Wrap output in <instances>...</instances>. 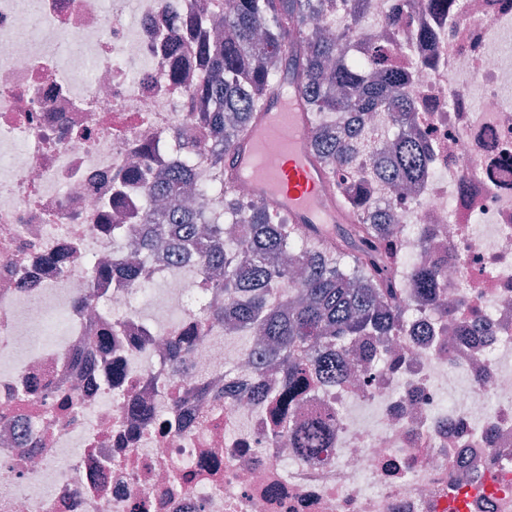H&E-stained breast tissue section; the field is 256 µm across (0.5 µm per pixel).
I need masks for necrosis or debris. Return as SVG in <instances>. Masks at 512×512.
<instances>
[{"label": "necrosis or debris", "instance_id": "1", "mask_svg": "<svg viewBox=\"0 0 512 512\" xmlns=\"http://www.w3.org/2000/svg\"><path fill=\"white\" fill-rule=\"evenodd\" d=\"M200 2L0 0V512H512V0H448V20L412 0H369L356 20L335 0L346 58L382 49L413 74L434 151L413 190L356 170L340 187L389 211L403 276L437 266L454 311L444 333L434 306L404 298L376 357L311 390L299 420L336 418L316 458L273 441L255 369L222 331L169 361L223 307L221 284L150 252L161 296L142 315L123 273L136 238L101 228L134 163L124 222L144 223L150 182L198 136L200 73L188 52L173 81L168 46ZM136 405L152 416L134 432Z\"/></svg>", "mask_w": 512, "mask_h": 512}]
</instances>
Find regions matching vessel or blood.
<instances>
[{
  "instance_id": "obj_1",
  "label": "vessel or blood",
  "mask_w": 512,
  "mask_h": 512,
  "mask_svg": "<svg viewBox=\"0 0 512 512\" xmlns=\"http://www.w3.org/2000/svg\"><path fill=\"white\" fill-rule=\"evenodd\" d=\"M312 139L296 84L284 79L270 89L226 165L257 200L286 213L313 238L332 241L337 226L354 223L355 216L339 205Z\"/></svg>"
}]
</instances>
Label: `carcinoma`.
<instances>
[{
    "label": "carcinoma",
    "mask_w": 512,
    "mask_h": 512,
    "mask_svg": "<svg viewBox=\"0 0 512 512\" xmlns=\"http://www.w3.org/2000/svg\"><path fill=\"white\" fill-rule=\"evenodd\" d=\"M232 2L224 15L229 30L224 41L196 44L205 72L191 96L202 104L200 120L210 142L201 152L212 179L200 184L179 165L162 173L152 194L168 199L171 207L153 214L157 224L142 225L140 243L150 247L156 226H162L173 254L192 252L201 270L223 276L224 308L211 312L207 325L225 324L249 341L263 337L267 345L251 356L259 365L275 366L281 390L292 398L316 351L328 354L318 365L320 375L344 383L351 356L364 355L367 345L399 327L402 286L390 261L395 225L368 219L356 198L343 196L342 207L358 212L361 220L342 225L336 242L323 245L295 225L280 223L278 212L257 199L242 200L224 169L227 154L284 73L298 84L303 106L312 114L387 112L396 129L393 144L372 146L366 161L382 183L394 187L424 180L432 150L417 131L413 102L402 93L411 74L390 66L380 50L369 78L359 66L336 58V42L312 29L331 14L333 0ZM313 148L334 186L339 170L356 164L361 143L343 140L335 123L323 121L315 125ZM189 184L201 197L224 195V212L180 205ZM439 277L434 266L418 268L411 280L415 297L437 302ZM333 424L331 417L300 427L283 422L276 436L311 457L325 447Z\"/></svg>",
    "instance_id": "cac0c4a2"
}]
</instances>
